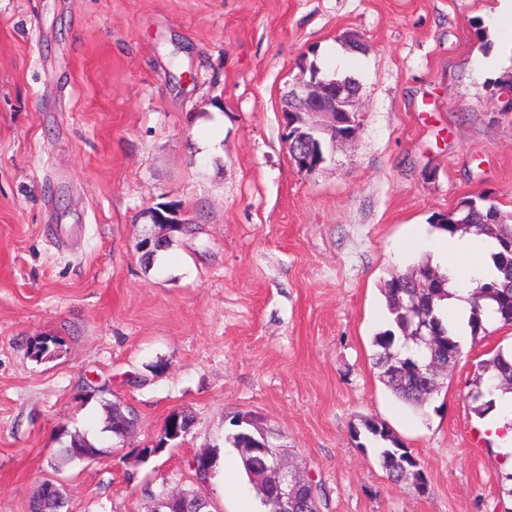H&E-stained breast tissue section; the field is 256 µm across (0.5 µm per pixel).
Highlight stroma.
<instances>
[{
	"label": "stroma",
	"mask_w": 512,
	"mask_h": 512,
	"mask_svg": "<svg viewBox=\"0 0 512 512\" xmlns=\"http://www.w3.org/2000/svg\"><path fill=\"white\" fill-rule=\"evenodd\" d=\"M312 64L360 88L355 139L309 174L281 107ZM478 195L512 214L500 0H0V512H28L76 433L110 454L56 474L69 512H151L176 489L264 512L224 441L245 412L325 487V512H512L468 397L512 325L470 340L420 411L373 365L380 287L422 257L412 232ZM172 203L194 231L145 263L142 213ZM90 378L136 412L134 436L105 431ZM181 411L191 432L137 462ZM366 420L426 492L360 447ZM208 447L203 484L190 460ZM365 438L371 441L376 450L380 466L397 480H406L414 488L427 490V477L419 461L405 444L384 424L365 421Z\"/></svg>",
	"instance_id": "35a3bbf8"
}]
</instances>
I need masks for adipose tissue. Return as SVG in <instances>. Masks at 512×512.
<instances>
[{"label":"adipose tissue","instance_id":"1","mask_svg":"<svg viewBox=\"0 0 512 512\" xmlns=\"http://www.w3.org/2000/svg\"><path fill=\"white\" fill-rule=\"evenodd\" d=\"M412 244L426 251L433 265L447 270L450 277L448 296L440 302L439 310L449 331L460 343H467L471 333L470 294L475 283L501 276L493 260L494 253L499 250L497 241L473 233L430 238L419 231ZM492 399L494 407L482 429L496 441L500 463L512 469V392L495 391Z\"/></svg>","mask_w":512,"mask_h":512}]
</instances>
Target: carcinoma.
Masks as SVG:
<instances>
[{"label": "carcinoma", "mask_w": 512, "mask_h": 512, "mask_svg": "<svg viewBox=\"0 0 512 512\" xmlns=\"http://www.w3.org/2000/svg\"><path fill=\"white\" fill-rule=\"evenodd\" d=\"M487 198L478 196L463 202V208L442 215L437 220L438 228L453 235L457 231L475 230L495 238L501 251L495 256L496 263L503 273V279L492 280L474 287L471 294V316L469 324L472 336L476 337L486 331L482 316L483 301L495 302L497 321L512 324V262L507 258V246L512 244V224L496 220L499 209L493 203L485 204ZM433 270L429 259L417 264L416 275L407 277L393 274L383 285L385 306L389 314L391 328L376 334L374 345L380 348L374 357V366L394 395L403 403L413 407H423L428 396L438 387L439 372L429 368L432 354L428 350L437 345L444 351H451L454 356L443 363L453 367L460 354L461 344L448 332V328L436 314L439 301L447 296L448 274L441 270L435 276L441 286L423 289L418 287L419 276ZM479 373L474 380V389L470 398L475 403L474 410L484 416L494 407L493 400H485L496 390H512V356L497 352L493 358L478 367ZM244 414H237L232 425L236 431L227 437L234 448H247L245 441L248 432L246 423L242 422ZM365 432L354 431V437L365 435L376 450L380 466L392 477L406 480L414 488L427 490V477L419 461L412 455L405 444L383 423L367 421ZM261 461L253 456L244 460V470L253 484L260 503L268 512L272 510L270 499L274 490L261 476ZM310 494L303 497L304 506L297 512H321L325 492L322 485L315 482L309 486Z\"/></svg>", "instance_id": "carcinoma-1"}]
</instances>
